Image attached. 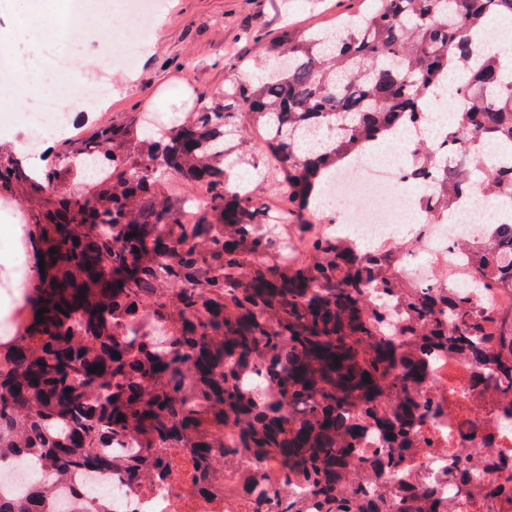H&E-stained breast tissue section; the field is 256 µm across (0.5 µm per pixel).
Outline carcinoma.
Returning <instances> with one entry per match:
<instances>
[{"label": "carcinoma", "mask_w": 512, "mask_h": 512, "mask_svg": "<svg viewBox=\"0 0 512 512\" xmlns=\"http://www.w3.org/2000/svg\"><path fill=\"white\" fill-rule=\"evenodd\" d=\"M499 19L512 21V0H374L340 17L333 40L317 30L288 41L257 86L219 91L184 122L154 130L131 112L67 139L62 160L37 176L0 154V189L38 203L31 220L44 260L18 333L0 343V463L28 455L42 480L0 496V512H52L48 482L112 470L100 449L130 434L146 450L126 464L134 481L170 471L166 450L178 448L208 491L227 449L272 460L285 484L309 488V508L286 499L281 512H389L342 475L370 426L387 444L371 473L401 467L424 407L426 352L489 370L512 399V313L488 322L466 295L412 292L413 343L395 344L379 306L405 291L389 269L398 248L363 254L324 238L288 252L257 230L263 208L232 185L224 147V126L242 117L263 131L247 163L272 169L303 235L327 180L430 112ZM226 95L237 111H224ZM462 97L448 150L512 152V55L488 51ZM88 161L93 186L70 191ZM172 177L205 189L192 224L183 220L190 195ZM488 183L512 193V169H492ZM466 188L460 172L430 194L446 208ZM496 240V251L475 257L476 272L512 287V224ZM399 512L452 510L421 487Z\"/></svg>", "instance_id": "cac0c4a2"}]
</instances>
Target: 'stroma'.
Masks as SVG:
<instances>
[{
  "label": "stroma",
  "instance_id": "1",
  "mask_svg": "<svg viewBox=\"0 0 512 512\" xmlns=\"http://www.w3.org/2000/svg\"><path fill=\"white\" fill-rule=\"evenodd\" d=\"M147 39L121 45V25L92 20L72 35L68 50L87 78L71 90L74 134L127 113L146 112L164 125L187 120L199 105L232 82L255 81L276 62L280 46L334 25L337 15L364 9L369 0H161ZM52 0H13L0 12V49L27 50L21 25ZM19 197L0 199V268L35 263L36 228Z\"/></svg>",
  "mask_w": 512,
  "mask_h": 512
}]
</instances>
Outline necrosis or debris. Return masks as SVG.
<instances>
[{"mask_svg":"<svg viewBox=\"0 0 512 512\" xmlns=\"http://www.w3.org/2000/svg\"><path fill=\"white\" fill-rule=\"evenodd\" d=\"M151 10L150 0H60L56 22L31 29V52L0 50V71L19 78L16 85L0 86V112H11L15 96L21 94L37 98L43 112L57 124L66 125L71 105L43 90L37 77L40 68L52 69L64 83L79 84L81 70L62 51L72 27L93 16L111 21L118 11L134 18V25L124 32L127 39L134 40L143 33ZM427 144L440 155L446 138L431 135L427 123L411 122L403 151L387 160L368 155L364 164L341 175L327 189L328 206L320 223L310 225L309 230L320 236L355 240L375 251L402 243L392 271L399 283L419 291L445 288L468 292L482 316L511 312L512 290L483 287L470 260L471 249L489 242L490 216L502 221L512 218V210L503 205L505 195L490 192L485 183L475 179L467 195L481 198L482 205L466 212L461 223H449L447 212H432L427 203L431 180L421 159V149ZM340 197L352 201V208L337 210L335 202ZM427 372L429 382L423 397L438 412L418 432L405 464L384 478L368 476L367 461L384 446L382 437L369 429L360 443L358 463L345 474L344 481L361 484L368 494L386 497L394 506L416 486H433L449 495L454 512H473L487 500L489 477L503 483L512 481V473L496 468L494 456L485 451L489 444L500 449L512 446V422L498 412L502 396L486 381L482 369L468 366L458 357L441 355L429 360ZM130 451L127 440L112 448L116 462L112 472L67 474L50 489L53 507L58 512H85L89 504L85 493L98 482L112 490V512H277L275 497L253 498L248 463L225 457L214 490L203 493L191 475L183 472V461L177 455L172 458V475L160 478L149 471L141 480L129 481L125 463ZM463 465L476 469V476L451 486L443 483L449 470Z\"/></svg>","mask_w":512,"mask_h":512,"instance_id":"obj_1","label":"necrosis or debris"}]
</instances>
